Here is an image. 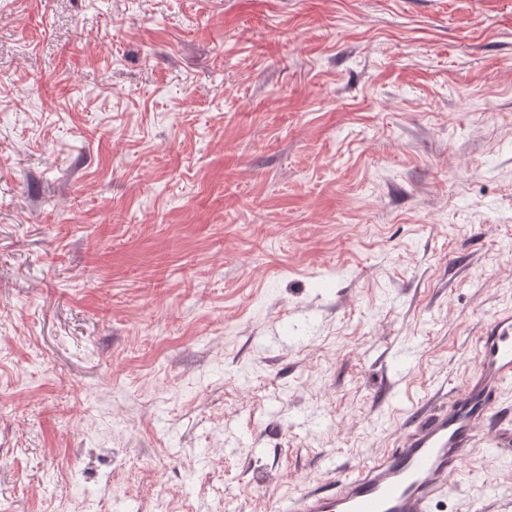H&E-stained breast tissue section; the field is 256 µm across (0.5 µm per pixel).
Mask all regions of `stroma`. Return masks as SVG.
<instances>
[{
    "instance_id": "obj_1",
    "label": "stroma",
    "mask_w": 512,
    "mask_h": 512,
    "mask_svg": "<svg viewBox=\"0 0 512 512\" xmlns=\"http://www.w3.org/2000/svg\"><path fill=\"white\" fill-rule=\"evenodd\" d=\"M509 309L512 0H0V512H273Z\"/></svg>"
}]
</instances>
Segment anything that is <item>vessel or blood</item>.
Segmentation results:
<instances>
[{
    "label": "vessel or blood",
    "instance_id": "obj_1",
    "mask_svg": "<svg viewBox=\"0 0 512 512\" xmlns=\"http://www.w3.org/2000/svg\"><path fill=\"white\" fill-rule=\"evenodd\" d=\"M512 384V311L486 322L474 367L458 391L425 398L395 447L375 454L330 487L303 486L290 512H433L452 480L503 435L499 395Z\"/></svg>",
    "mask_w": 512,
    "mask_h": 512
}]
</instances>
